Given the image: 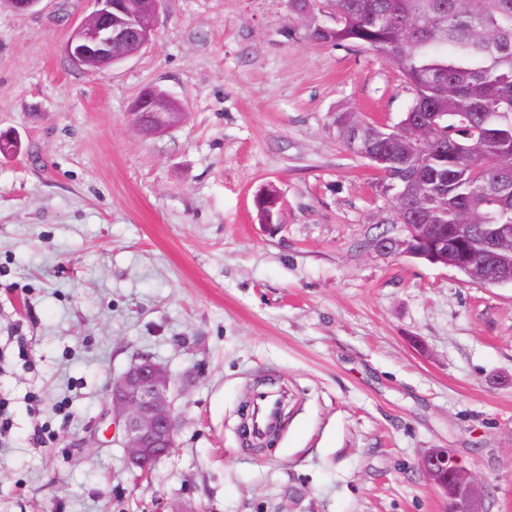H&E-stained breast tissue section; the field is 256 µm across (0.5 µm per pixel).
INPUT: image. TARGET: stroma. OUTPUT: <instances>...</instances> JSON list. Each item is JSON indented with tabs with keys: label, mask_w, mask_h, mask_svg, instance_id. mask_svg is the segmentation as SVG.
<instances>
[{
	"label": "stroma",
	"mask_w": 512,
	"mask_h": 512,
	"mask_svg": "<svg viewBox=\"0 0 512 512\" xmlns=\"http://www.w3.org/2000/svg\"><path fill=\"white\" fill-rule=\"evenodd\" d=\"M93 9L0 5V512H442L428 448L512 512V283L376 251L387 202L336 136L344 103L399 123L401 73L307 38L288 0H160L138 54L79 68L65 45ZM148 88L186 120L136 128ZM138 355L170 372L178 417L143 481L109 412ZM258 390L287 400L255 450Z\"/></svg>",
	"instance_id": "stroma-1"
}]
</instances>
